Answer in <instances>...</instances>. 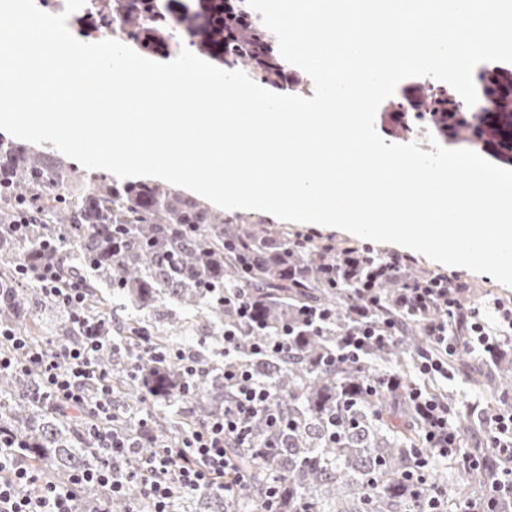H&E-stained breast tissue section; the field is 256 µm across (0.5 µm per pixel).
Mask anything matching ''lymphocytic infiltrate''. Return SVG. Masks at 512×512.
I'll use <instances>...</instances> for the list:
<instances>
[{
    "instance_id": "1",
    "label": "lymphocytic infiltrate",
    "mask_w": 512,
    "mask_h": 512,
    "mask_svg": "<svg viewBox=\"0 0 512 512\" xmlns=\"http://www.w3.org/2000/svg\"><path fill=\"white\" fill-rule=\"evenodd\" d=\"M52 252V246H44L39 259L22 265L20 274L45 299L66 311L75 338L65 345L39 349L26 336L0 325V372L36 373L38 380L30 391L34 399L63 414L83 409L101 418V425L90 430L100 460L96 468L76 472L68 482L49 481L38 467L24 465L26 444L14 433L1 430L0 512H76L75 503L88 484L109 487L116 497L125 496L129 485H136L138 504L130 512H171V500L178 493H223L231 485L237 492L246 491L247 478L231 447H252L248 424L255 417H265L276 431L282 424L271 389L244 369L236 356L237 332L225 331L219 351L224 360V385L231 391L222 412L194 424L175 442L159 439L145 418L132 431L104 426V419L112 415V384L96 354L111 343L112 326L84 314V288L80 282L64 279ZM330 260L338 273L354 283L355 312L364 320L340 347L338 360H358L374 341L401 335L403 320L418 321L428 347L415 355V377L407 381L405 393L421 419L433 455L445 458L459 453L461 429L453 411L425 393L420 381L447 378L448 358L459 349L491 360L504 353V336L512 331V298L495 297L479 307L472 301L475 282L433 272L404 279V271L413 262L408 255L380 258L353 247L331 253ZM386 279L399 283L394 316L376 326L367 323L366 316L379 301V282ZM90 383L97 387L92 401L86 397ZM465 409L482 424L485 447L510 466L495 480L491 501L464 502L460 512H497L496 503L512 500V411L486 416L470 403Z\"/></svg>"
}]
</instances>
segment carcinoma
<instances>
[{
    "mask_svg": "<svg viewBox=\"0 0 512 512\" xmlns=\"http://www.w3.org/2000/svg\"><path fill=\"white\" fill-rule=\"evenodd\" d=\"M96 5L72 16L81 27L103 30L116 23L123 40L146 54L169 53L175 32L198 51L228 69L246 64L261 82L281 87L285 60L263 24L238 23L224 15L225 0H95ZM415 87L402 89L391 103L400 107L404 134L423 129L443 141L472 145L478 126L469 117L448 111V91L425 89L422 102L411 104ZM488 151L512 164V111L494 115L481 134ZM81 180L80 192L72 183ZM37 209L42 221L18 240L11 224L22 208ZM119 233L112 234L113 225ZM49 241L64 270L79 271L89 303L102 317L97 292L111 289L130 307L148 317L160 306L189 305L209 328L198 348L203 376L186 413L172 408L184 382L179 364L163 365L153 358L134 357L140 336L147 335L160 350L173 347L165 332L151 331L139 321L116 322L118 339L129 346L123 354L106 348L99 354L112 377V398L126 417L130 404L143 402L154 410V428L175 438L192 424L224 409L230 392L212 364V351L224 344V331L237 330V358L250 365L259 381L271 386L288 420L284 435L272 434L263 418L249 424L259 443L275 448H237L241 466L252 479L251 512L263 509L265 487L277 482L282 492L280 512H413L424 494L443 492V512H458L463 500L486 489L491 471L463 463L470 456L448 460L445 467L458 482L450 483L437 467L419 479H408L413 455L420 448L421 427L413 406L401 392L370 391L382 373L401 371L408 357L422 350L419 326L405 323L395 342L371 345L362 363L336 364V353L355 325L350 310L351 284L324 273L328 261L312 242L294 246L288 234L261 233L234 224L197 199L159 184L118 181L63 167L24 147L0 140V286L10 292L0 301V320L28 327L32 307L43 302L16 284L17 267L29 261L40 244ZM229 285L254 304L255 321L239 325L232 306L224 305ZM396 284L380 287L381 303L370 321L381 325L392 315ZM322 306L336 308V317L313 331L304 327L301 312ZM294 328L292 350L284 357H261L254 345ZM456 370L482 385L494 399L491 410L512 407V355L505 354L492 369L460 362ZM33 374H0V429L10 430L28 447L27 461L43 465L46 476L63 480L98 462L86 431L92 418H63L34 401L29 389ZM137 496L131 489L114 499L105 487L88 488L78 512L108 503L111 512H129ZM176 512H224L220 493L183 495Z\"/></svg>",
    "mask_w": 512,
    "mask_h": 512,
    "instance_id": "carcinoma-1",
    "label": "carcinoma"
}]
</instances>
